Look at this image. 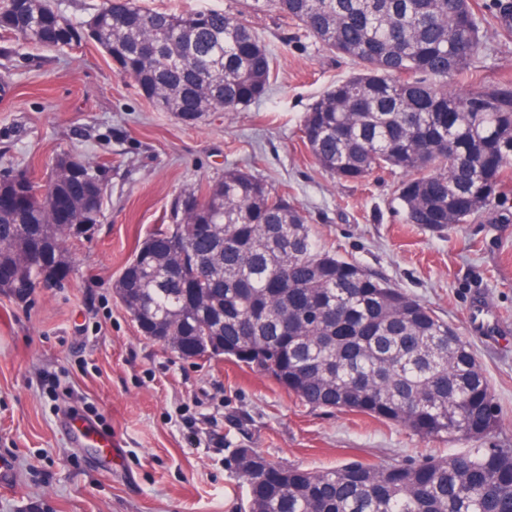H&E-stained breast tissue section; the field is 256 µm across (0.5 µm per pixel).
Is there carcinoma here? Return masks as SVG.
<instances>
[{
  "instance_id": "carcinoma-1",
  "label": "carcinoma",
  "mask_w": 512,
  "mask_h": 512,
  "mask_svg": "<svg viewBox=\"0 0 512 512\" xmlns=\"http://www.w3.org/2000/svg\"><path fill=\"white\" fill-rule=\"evenodd\" d=\"M303 26L361 70L312 103L300 138L339 182L398 170L406 223L451 232L512 190V82L470 71L488 30L512 38V0H253ZM94 36L86 37L88 29ZM0 30L47 48L92 41L161 112L194 125L236 112L269 89L272 59L257 32L223 10L149 12L125 0L74 22L48 0H3ZM144 43L158 54L146 58ZM466 79L471 88L457 93ZM103 168L59 157L46 183L0 174V291L24 300L31 280L73 268L70 225L98 229ZM55 190L72 208L52 216ZM132 319L184 357L195 345L256 369L300 401L397 423L422 439L474 447L447 459L309 471L235 448L229 470L248 512H512V448L479 445L499 410L475 354L448 322L317 243L288 193L241 168L203 193L177 196L170 223L142 240L113 284Z\"/></svg>"
}]
</instances>
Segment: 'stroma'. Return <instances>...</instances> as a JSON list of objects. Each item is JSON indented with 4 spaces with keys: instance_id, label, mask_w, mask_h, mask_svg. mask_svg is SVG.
I'll return each mask as SVG.
<instances>
[{
    "instance_id": "stroma-1",
    "label": "stroma",
    "mask_w": 512,
    "mask_h": 512,
    "mask_svg": "<svg viewBox=\"0 0 512 512\" xmlns=\"http://www.w3.org/2000/svg\"><path fill=\"white\" fill-rule=\"evenodd\" d=\"M150 11L207 6L237 15L272 56L264 98L193 126L144 99L94 43L61 50L0 34V172L43 176L62 154L105 170V218L72 247L73 272L26 300L0 292V458L12 482L0 512H243L246 489L225 466L252 448L276 464L316 471L352 461L414 464L464 451L388 421L303 404L272 378L221 357L188 360L143 336L113 282L182 192L252 172L288 191L313 234L337 256L388 279L455 327L500 408L482 445L512 448V197L437 234L408 224L400 175L340 183L299 138L309 106L357 63L324 49L275 9L246 0H138ZM486 83L512 77V40L487 34L471 64ZM497 309L501 333H475L468 309ZM79 418L116 437L121 466L66 428Z\"/></svg>"
}]
</instances>
